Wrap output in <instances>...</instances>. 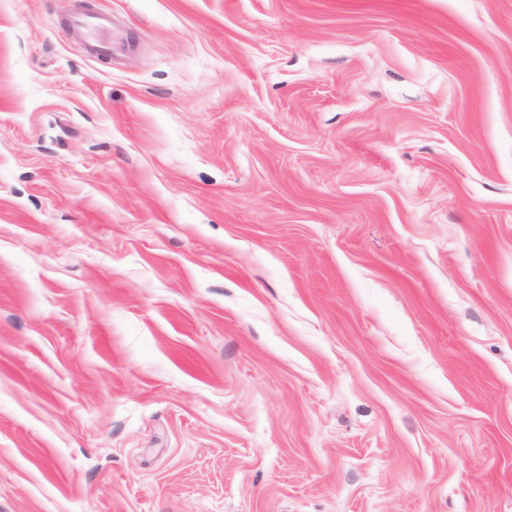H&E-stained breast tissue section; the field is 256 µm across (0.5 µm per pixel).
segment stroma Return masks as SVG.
<instances>
[{"mask_svg":"<svg viewBox=\"0 0 512 512\" xmlns=\"http://www.w3.org/2000/svg\"><path fill=\"white\" fill-rule=\"evenodd\" d=\"M0 0V512H512V0ZM72 31L81 36L91 55L112 56V20L107 14H77L69 22Z\"/></svg>","mask_w":512,"mask_h":512,"instance_id":"1","label":"stroma"}]
</instances>
